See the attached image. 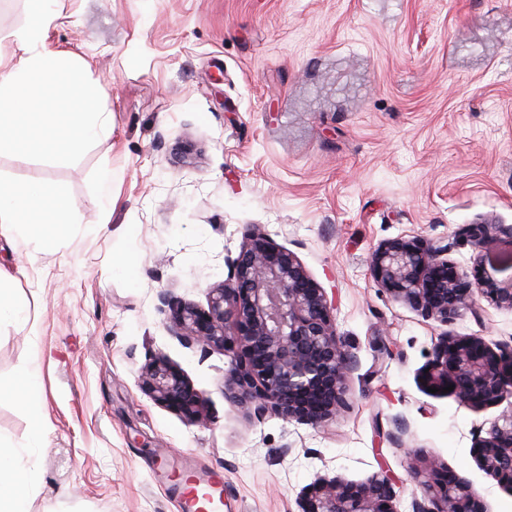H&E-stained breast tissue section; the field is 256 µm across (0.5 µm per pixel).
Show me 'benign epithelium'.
I'll return each mask as SVG.
<instances>
[{"label":"benign epithelium","mask_w":512,"mask_h":512,"mask_svg":"<svg viewBox=\"0 0 512 512\" xmlns=\"http://www.w3.org/2000/svg\"><path fill=\"white\" fill-rule=\"evenodd\" d=\"M459 233L473 250L468 273L448 261V245L403 236L371 252L369 274L395 301L441 323L475 311L480 298L512 312V253L501 247L512 243V224H464ZM227 265V277L209 289L204 306L159 294L175 334L204 352L231 355L224 397L246 414L314 428L336 420L348 409L350 357L326 289L256 225L246 228ZM427 380L433 388L454 386L455 397L474 409L512 400V345L445 334L433 348ZM140 381L154 401L186 421L205 420L206 400L178 365L153 358ZM475 448L485 474L512 488V409L477 434ZM407 454L419 490L412 512H486L476 490L437 459L423 469L414 463L416 451ZM395 500L393 480L381 470L361 483L321 477L299 506L301 512H398Z\"/></svg>","instance_id":"benign-epithelium-1"}]
</instances>
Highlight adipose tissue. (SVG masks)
I'll use <instances>...</instances> for the list:
<instances>
[{"label": "adipose tissue", "instance_id": "1", "mask_svg": "<svg viewBox=\"0 0 512 512\" xmlns=\"http://www.w3.org/2000/svg\"><path fill=\"white\" fill-rule=\"evenodd\" d=\"M19 51L0 58V147L73 155L103 131L104 113L87 109L89 87L65 56L47 45L43 14L17 36ZM74 209L65 186L0 181V235H37L52 248Z\"/></svg>", "mask_w": 512, "mask_h": 512}]
</instances>
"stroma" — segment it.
<instances>
[{"label":"stroma","mask_w":512,"mask_h":512,"mask_svg":"<svg viewBox=\"0 0 512 512\" xmlns=\"http://www.w3.org/2000/svg\"><path fill=\"white\" fill-rule=\"evenodd\" d=\"M38 8L111 129L70 157L0 150V180L59 182L75 202L52 250L0 236V281L27 316L0 322V449L27 512H180L174 484L213 471L223 512H300L318 477L381 470L411 512L410 448L512 512L473 451L502 406L423 380L441 333L512 341V313L485 302L444 325L368 272L403 235L464 268L461 225L512 224V0H0V55ZM252 224L334 298L350 408L326 427L244 414L224 397L228 358L159 308L163 290L205 305ZM157 356L203 395L205 421L143 391ZM25 369L41 380L36 421L6 394Z\"/></svg>","instance_id":"obj_1"}]
</instances>
